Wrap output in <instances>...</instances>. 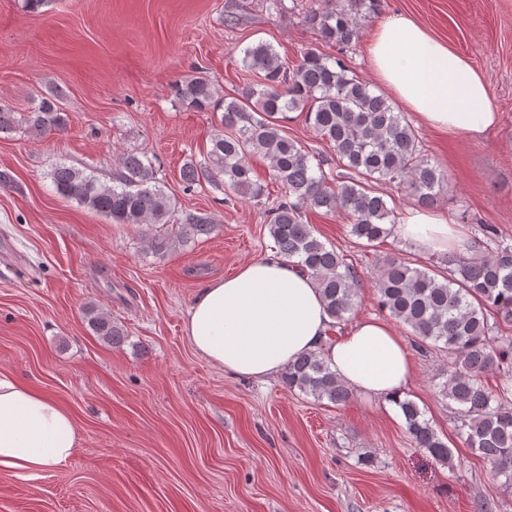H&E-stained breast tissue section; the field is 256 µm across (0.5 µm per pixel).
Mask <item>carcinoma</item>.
I'll use <instances>...</instances> for the list:
<instances>
[{
	"label": "carcinoma",
	"instance_id": "1",
	"mask_svg": "<svg viewBox=\"0 0 512 512\" xmlns=\"http://www.w3.org/2000/svg\"><path fill=\"white\" fill-rule=\"evenodd\" d=\"M379 5L380 0H338L307 15V24L325 42L336 45L334 57L310 49L290 67L271 44L259 41L243 50L241 63L261 79L236 94L218 96L205 76H191L175 86L176 98L187 108L222 111V129L212 135L204 161L182 171L184 188L222 177L231 192L258 202L265 190L254 179L250 160L256 154L269 160L281 187L280 200L269 210L270 236L278 254L314 277L334 324L346 321L354 310L358 274L337 247L315 235L307 213L347 214L350 235L373 247L391 236L396 210L371 190L369 182L397 183L420 205L429 206L445 178L422 153L419 136L404 113L349 74L343 51L358 40L361 20L376 13ZM290 112L304 114L305 122L336 154L343 172L329 175L312 166L310 151L284 132ZM26 123L35 134L65 130L67 116L60 97L43 99ZM51 180L56 194L114 224L164 225L173 217L174 204L145 154H122L110 184L66 164L55 167ZM214 230L209 217L189 214L178 225L176 238L154 235L149 247L162 255L176 239L186 242ZM481 231L483 238L473 242L470 255L440 257L448 266L443 275L414 268L399 256L381 260L377 298L382 309L421 339L420 347L441 343L448 350V381L442 395L457 405L459 434L512 489V342L503 343L498 336L500 322L512 320V245L493 224L482 225ZM87 321L108 343L123 335L102 312L89 311ZM492 371L500 379L493 390L481 380ZM285 381L291 389L334 405L351 395L315 352L288 364ZM397 406L416 447L448 462V443L419 406L410 399Z\"/></svg>",
	"mask_w": 512,
	"mask_h": 512
}]
</instances>
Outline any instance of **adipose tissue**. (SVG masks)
<instances>
[{"mask_svg": "<svg viewBox=\"0 0 512 512\" xmlns=\"http://www.w3.org/2000/svg\"><path fill=\"white\" fill-rule=\"evenodd\" d=\"M368 59L379 83L425 125L469 137L497 127L499 112L484 75L411 17L388 16ZM392 233L430 252L468 249L456 225L432 210L410 212ZM330 324L313 278L272 253L200 288L184 333L196 354L237 376L262 381L316 352L349 389L387 405L402 397L412 362L394 328L365 318L331 341ZM77 446L68 410L0 372V472L37 478L65 464Z\"/></svg>", "mask_w": 512, "mask_h": 512, "instance_id": "obj_1", "label": "adipose tissue"}]
</instances>
